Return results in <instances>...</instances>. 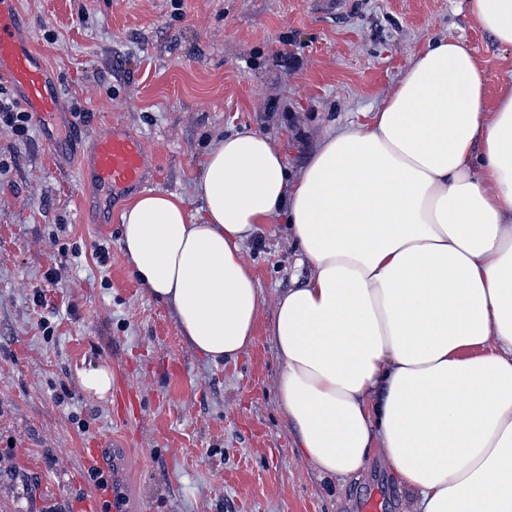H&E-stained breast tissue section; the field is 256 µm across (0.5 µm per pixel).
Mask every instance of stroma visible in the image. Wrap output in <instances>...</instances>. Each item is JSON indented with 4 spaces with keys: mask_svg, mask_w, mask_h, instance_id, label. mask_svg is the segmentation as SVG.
<instances>
[{
    "mask_svg": "<svg viewBox=\"0 0 512 512\" xmlns=\"http://www.w3.org/2000/svg\"><path fill=\"white\" fill-rule=\"evenodd\" d=\"M18 0L22 29L61 94L56 135L76 112L95 116L55 157L40 126L0 130V512H83L94 489L85 449H124L126 512H406L393 476L372 465L329 489L300 459L280 410V363L265 332L236 363L215 364L180 335L170 309L133 277L121 246L130 195L82 180L75 159L112 125L143 137L161 179L192 190L209 144L243 128L267 134L293 166L335 121L365 120L411 57L453 33L484 66L490 89L512 76L467 0ZM246 259L263 310L293 284L283 221ZM109 366L138 415L114 394L85 393L82 375Z\"/></svg>",
    "mask_w": 512,
    "mask_h": 512,
    "instance_id": "35a3bbf8",
    "label": "stroma"
}]
</instances>
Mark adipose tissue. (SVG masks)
I'll return each mask as SVG.
<instances>
[{
  "instance_id": "obj_1",
  "label": "adipose tissue",
  "mask_w": 512,
  "mask_h": 512,
  "mask_svg": "<svg viewBox=\"0 0 512 512\" xmlns=\"http://www.w3.org/2000/svg\"><path fill=\"white\" fill-rule=\"evenodd\" d=\"M468 10L512 48V0ZM194 191L195 215L174 194L126 206L131 272L211 361L265 329L301 459L335 486L380 461L409 512H512V80L490 91L465 42L430 40L299 172L241 130ZM280 216L307 273L266 314L245 245Z\"/></svg>"
}]
</instances>
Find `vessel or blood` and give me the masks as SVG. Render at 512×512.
Wrapping results in <instances>:
<instances>
[{
  "label": "vessel or blood",
  "instance_id": "vessel-or-blood-1",
  "mask_svg": "<svg viewBox=\"0 0 512 512\" xmlns=\"http://www.w3.org/2000/svg\"><path fill=\"white\" fill-rule=\"evenodd\" d=\"M6 80L19 103L39 124H50L58 114L60 91L44 57L22 35L18 0H0V80ZM152 159L143 140L119 128L97 136L79 161L83 177L108 192L140 191L152 186ZM87 469L111 476V490L99 491V500L120 499L122 476L109 449L92 448L85 454Z\"/></svg>",
  "mask_w": 512,
  "mask_h": 512
}]
</instances>
